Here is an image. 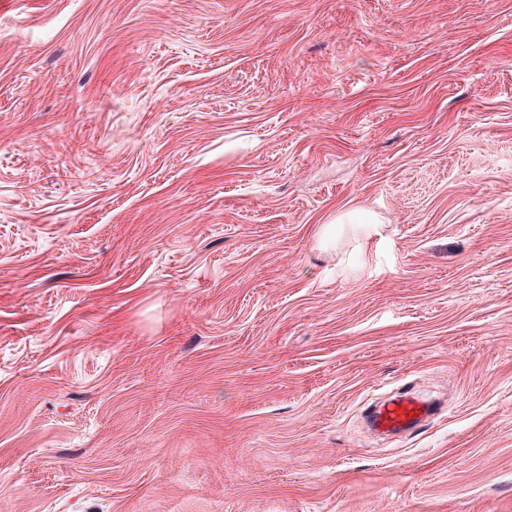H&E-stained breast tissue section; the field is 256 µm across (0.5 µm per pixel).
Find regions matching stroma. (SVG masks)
Listing matches in <instances>:
<instances>
[{
	"label": "stroma",
	"mask_w": 512,
	"mask_h": 512,
	"mask_svg": "<svg viewBox=\"0 0 512 512\" xmlns=\"http://www.w3.org/2000/svg\"><path fill=\"white\" fill-rule=\"evenodd\" d=\"M0 512H512V0H0ZM378 220L373 213H360L355 216H341L337 220L333 221L332 224H326L323 229V239L327 241H334L336 239V224H358L361 231L366 235H372L375 233L376 225ZM401 408V411H396ZM433 407L413 393L396 395L371 411L370 425L376 435L395 438L419 428L430 416ZM410 412H414L409 418Z\"/></svg>",
	"instance_id": "1"
}]
</instances>
